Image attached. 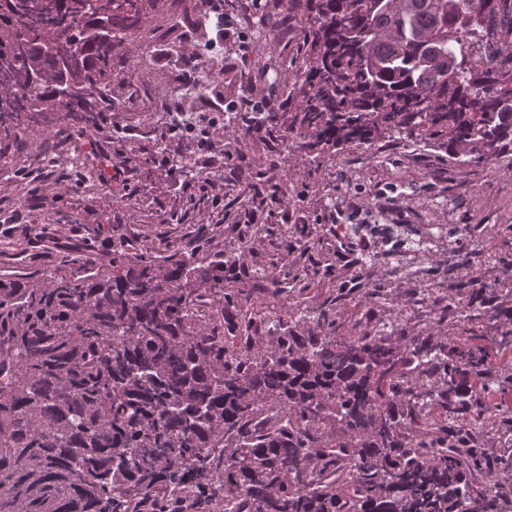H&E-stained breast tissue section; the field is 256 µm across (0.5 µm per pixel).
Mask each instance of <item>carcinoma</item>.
I'll list each match as a JSON object with an SVG mask.
<instances>
[{"label":"carcinoma","instance_id":"carcinoma-1","mask_svg":"<svg viewBox=\"0 0 512 512\" xmlns=\"http://www.w3.org/2000/svg\"><path fill=\"white\" fill-rule=\"evenodd\" d=\"M0 0V142L61 112L96 136L139 0ZM306 50L281 113H224L313 154L389 133L491 164L512 145V0H308ZM288 181L262 197L280 214ZM109 233L110 256L98 255ZM289 231L287 248L313 249ZM246 247L206 225L165 254L133 229L82 228L74 255L0 275V512H496L512 403L494 398L512 331L336 335L288 282L225 283ZM239 309L236 335L224 310Z\"/></svg>","mask_w":512,"mask_h":512}]
</instances>
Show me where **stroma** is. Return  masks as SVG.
<instances>
[{
    "label": "stroma",
    "instance_id": "35a3bbf8",
    "mask_svg": "<svg viewBox=\"0 0 512 512\" xmlns=\"http://www.w3.org/2000/svg\"><path fill=\"white\" fill-rule=\"evenodd\" d=\"M237 22L246 54L232 43L207 54L200 85L186 87L183 70L169 50L150 46L163 29L208 10L209 0H167L164 14L144 9L138 37L114 59L119 76L112 86V110L97 146L124 172L120 183L75 182L72 167L60 164L44 174L22 155L0 173V229L15 237L32 220L55 225L48 240L19 253L0 251V267L52 264L75 245L74 225H147L154 242L191 248L179 222L225 223L211 246L230 250L247 244L244 265L229 269L228 280L244 281L256 268L278 262L326 269L320 294L337 313L343 329L375 330L387 336L459 335L450 304L459 288L479 277L502 308L512 307V149L492 165H463L447 153L391 137L369 146L346 145L335 155L311 161L284 146L276 132L261 127L249 134L233 130L201 145L196 134L174 138L172 113L195 123L207 120L201 107L211 101L236 111L269 98L285 99L283 79L295 73L304 53L306 0H223ZM222 71L214 82V71ZM189 160L214 178L212 187L183 191L170 158ZM244 170L261 168L269 183L289 182L288 221L325 227L305 259L287 252L282 230L258 235L224 178L226 162ZM53 199L38 206L34 195ZM366 240V250L352 242Z\"/></svg>",
    "mask_w": 512,
    "mask_h": 512
}]
</instances>
